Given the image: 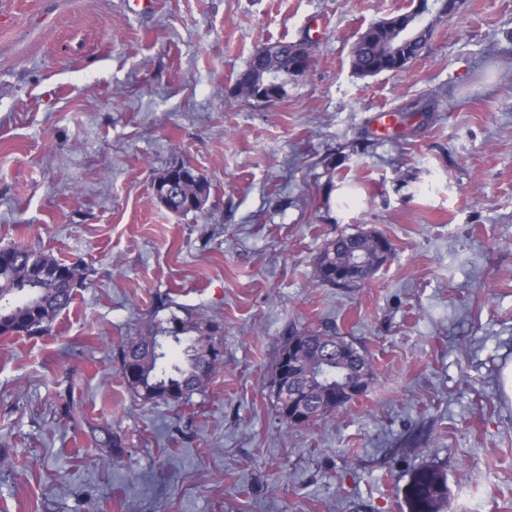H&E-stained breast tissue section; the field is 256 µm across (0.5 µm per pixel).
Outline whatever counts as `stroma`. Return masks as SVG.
I'll return each instance as SVG.
<instances>
[{"label":"stroma","instance_id":"35a3bbf8","mask_svg":"<svg viewBox=\"0 0 512 512\" xmlns=\"http://www.w3.org/2000/svg\"><path fill=\"white\" fill-rule=\"evenodd\" d=\"M408 5L0 0V247L94 282L47 335L0 336V512H409L425 465L446 474L443 512H512V0H465L404 71L357 74L360 34ZM280 39L307 41V73L268 104L236 95ZM176 162L209 182L203 212L156 201ZM358 232L390 260L319 282L324 244ZM165 295L223 328V367L180 403L136 396L114 359ZM325 326L373 381L285 426L279 345ZM102 424L122 440L108 466Z\"/></svg>","mask_w":512,"mask_h":512}]
</instances>
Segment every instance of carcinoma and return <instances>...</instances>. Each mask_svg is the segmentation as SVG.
<instances>
[{"label": "carcinoma", "instance_id": "1", "mask_svg": "<svg viewBox=\"0 0 512 512\" xmlns=\"http://www.w3.org/2000/svg\"><path fill=\"white\" fill-rule=\"evenodd\" d=\"M433 25L422 18L420 33L411 49L410 59H416L432 33ZM383 36L368 26L359 36L352 50V68L362 76H375L390 72L392 65L383 58ZM299 62L295 42L277 40L255 51L243 74L277 72L284 76L283 94H288V83L295 80L292 70ZM340 237L325 244L320 251L316 268L319 280L329 286L348 287L354 279L336 278V272L345 268L350 260L347 241ZM367 263L365 276H371L391 256L392 245L383 236L369 234L360 242ZM10 252L22 258L19 265L0 266V335L42 336L55 319L73 302L80 288H89V274L73 265L59 261L44 250L26 245L12 244L0 249V256ZM220 326L204 313L181 310L177 314L171 304L162 300L150 315L149 321L131 336L121 341L117 359L129 388L145 400L177 403L203 388L211 375L224 364V351L217 336ZM351 348L358 353L359 371L373 377L369 356L357 343L336 335V331L306 330L286 337L276 358L288 355L305 367L328 348ZM336 356L314 368L315 375L325 381H336L344 375L336 365ZM299 388L304 398L296 407L302 421L314 424L320 418L346 406L331 404L313 386L305 371H299L290 381ZM95 441L106 449L102 463L109 464L120 453L121 439L99 426ZM409 512H441L448 500L447 480L435 466H424L415 471L406 488Z\"/></svg>", "mask_w": 512, "mask_h": 512}]
</instances>
